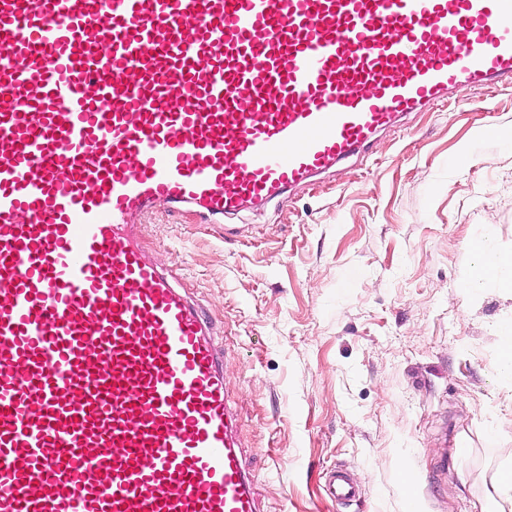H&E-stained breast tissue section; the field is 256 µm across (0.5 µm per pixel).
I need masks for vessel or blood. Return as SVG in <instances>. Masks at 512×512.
Listing matches in <instances>:
<instances>
[{"label":"vessel or blood","mask_w":512,"mask_h":512,"mask_svg":"<svg viewBox=\"0 0 512 512\" xmlns=\"http://www.w3.org/2000/svg\"><path fill=\"white\" fill-rule=\"evenodd\" d=\"M511 81L512 0H0V512H258L210 327L134 226Z\"/></svg>","instance_id":"vessel-or-blood-1"}]
</instances>
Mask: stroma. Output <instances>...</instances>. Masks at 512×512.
I'll return each instance as SVG.
<instances>
[{
	"label": "stroma",
	"mask_w": 512,
	"mask_h": 512,
	"mask_svg": "<svg viewBox=\"0 0 512 512\" xmlns=\"http://www.w3.org/2000/svg\"><path fill=\"white\" fill-rule=\"evenodd\" d=\"M512 84L409 113L368 151L221 221L159 205L143 249L204 315L259 512H476L512 468V381L469 241L512 253ZM338 468L361 498L338 505Z\"/></svg>",
	"instance_id": "1"
}]
</instances>
